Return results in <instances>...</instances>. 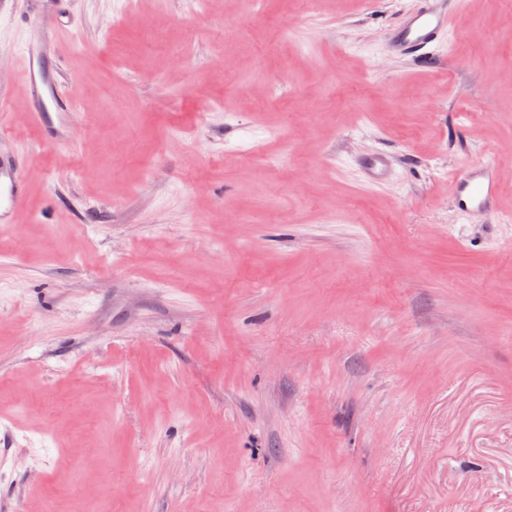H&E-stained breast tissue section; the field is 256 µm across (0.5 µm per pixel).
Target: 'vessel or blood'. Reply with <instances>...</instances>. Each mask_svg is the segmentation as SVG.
Segmentation results:
<instances>
[{
	"label": "vessel or blood",
	"instance_id": "obj_1",
	"mask_svg": "<svg viewBox=\"0 0 512 512\" xmlns=\"http://www.w3.org/2000/svg\"><path fill=\"white\" fill-rule=\"evenodd\" d=\"M461 12V0H422L417 11L406 15L389 29V47L394 54L415 56L421 66L434 61L436 42L451 29ZM43 39L30 44L22 55L24 79L21 85L26 105L39 126L44 142L61 144L69 139L67 118L70 100L55 88L54 72L45 69L47 55L57 54L66 32L62 20L41 24ZM367 182L384 181L391 173L388 156L376 153L361 159ZM28 181L23 157L0 151V227L12 224L24 203ZM451 195L463 215L490 214L498 210V176L495 166L484 163L466 168L451 182Z\"/></svg>",
	"mask_w": 512,
	"mask_h": 512
}]
</instances>
